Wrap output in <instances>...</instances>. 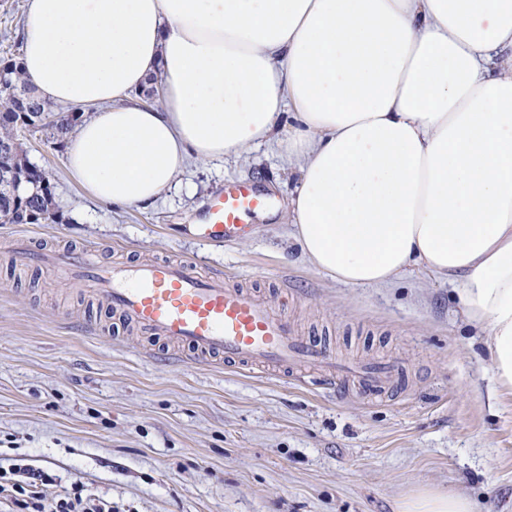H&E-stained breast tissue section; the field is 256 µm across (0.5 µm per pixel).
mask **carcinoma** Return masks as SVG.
I'll return each instance as SVG.
<instances>
[{"label":"carcinoma","mask_w":512,"mask_h":512,"mask_svg":"<svg viewBox=\"0 0 512 512\" xmlns=\"http://www.w3.org/2000/svg\"><path fill=\"white\" fill-rule=\"evenodd\" d=\"M83 113L62 111L57 105L40 98L34 87L23 77L20 61L0 59V220L6 224H22L24 220L14 204L10 184L4 171L27 170L36 184V192L26 203L27 210L40 217V223L56 221V207L51 175L32 163L21 142L25 132H42L46 141L62 144Z\"/></svg>","instance_id":"cac0c4a2"}]
</instances>
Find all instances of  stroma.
Segmentation results:
<instances>
[{"label": "stroma", "mask_w": 512, "mask_h": 512, "mask_svg": "<svg viewBox=\"0 0 512 512\" xmlns=\"http://www.w3.org/2000/svg\"><path fill=\"white\" fill-rule=\"evenodd\" d=\"M27 0H0V59L22 55ZM52 175L49 224H0V239L95 250L102 261L193 258L287 312L299 335L337 358L396 365L381 397L351 384L309 387L289 373L185 362L182 348L126 328L90 289L0 252V467L73 480L117 512H399L422 491L512 512V390L498 386L484 338L454 284L413 271L382 287L324 276L288 238L296 176L268 149L248 161L189 166L156 204L87 198L63 148L27 137ZM231 182L268 193L249 237L204 244L192 233Z\"/></svg>", "instance_id": "obj_1"}]
</instances>
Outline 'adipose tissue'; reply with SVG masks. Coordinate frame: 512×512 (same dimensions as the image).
Wrapping results in <instances>:
<instances>
[{"instance_id":"adipose-tissue-1","label":"adipose tissue","mask_w":512,"mask_h":512,"mask_svg":"<svg viewBox=\"0 0 512 512\" xmlns=\"http://www.w3.org/2000/svg\"><path fill=\"white\" fill-rule=\"evenodd\" d=\"M21 64L83 112L64 164L87 197L144 207L189 162L272 147L304 259L461 281L512 389V0H28ZM156 75L158 108L135 99Z\"/></svg>"}]
</instances>
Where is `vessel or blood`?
<instances>
[{
	"label": "vessel or blood",
	"instance_id": "1",
	"mask_svg": "<svg viewBox=\"0 0 512 512\" xmlns=\"http://www.w3.org/2000/svg\"><path fill=\"white\" fill-rule=\"evenodd\" d=\"M270 204V196L250 183L229 185L212 198L194 235L205 244L241 236L246 219ZM6 248L17 264L42 266L92 286L125 323L187 349L194 363L220 357L235 367L313 366L376 396L395 374L390 364L336 360L325 344L297 336L287 317L260 296L222 276L201 272L187 259L105 263L92 250H35L22 237Z\"/></svg>",
	"mask_w": 512,
	"mask_h": 512
}]
</instances>
